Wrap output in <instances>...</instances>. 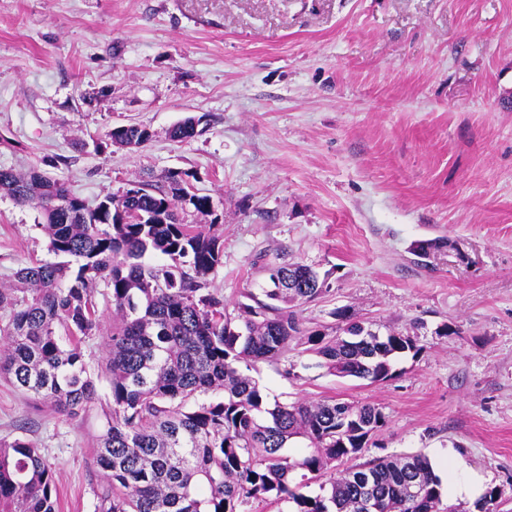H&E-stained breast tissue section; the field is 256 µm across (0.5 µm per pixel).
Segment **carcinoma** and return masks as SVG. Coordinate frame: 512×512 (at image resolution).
Returning <instances> with one entry per match:
<instances>
[{"label": "carcinoma", "instance_id": "carcinoma-1", "mask_svg": "<svg viewBox=\"0 0 512 512\" xmlns=\"http://www.w3.org/2000/svg\"><path fill=\"white\" fill-rule=\"evenodd\" d=\"M199 123L188 117L171 136L192 138ZM149 139L143 126H116L105 147L131 150ZM190 177L167 170L90 205L37 169L0 168V190L41 214L51 255L20 266L14 287L0 289V310L9 312L0 374L68 416L86 410L96 387L84 345L101 332L97 295L108 289L112 417L95 449L107 481L96 512H241L267 498L293 504L292 512H363L368 496L378 512H440L443 483L421 453L354 465L315 496L290 488L298 471L316 476L362 454L386 417L370 404L334 400L271 406L240 365L276 361L302 336L318 366L376 383L422 346L408 333L376 335L347 309L331 312L333 333L306 330L296 303L329 291L332 272L299 262L269 267L263 298L228 315L208 282L223 262L221 236L215 225L189 220L211 215L213 201L189 192ZM151 253L167 262L145 263ZM294 438L308 441L297 458L284 452ZM54 495V471L38 444L0 439V512H55Z\"/></svg>", "mask_w": 512, "mask_h": 512}]
</instances>
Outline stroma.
I'll use <instances>...</instances> for the list:
<instances>
[{
    "mask_svg": "<svg viewBox=\"0 0 512 512\" xmlns=\"http://www.w3.org/2000/svg\"><path fill=\"white\" fill-rule=\"evenodd\" d=\"M197 135L172 140L186 117ZM151 138L100 152L115 126ZM0 167H35L96 204L146 171L191 172L224 260L230 314L266 266L330 272L303 305L329 331L347 306L422 352L382 383L342 379L290 343L251 377L283 404L369 403L365 458L427 455L444 486L512 512V0H0ZM39 212L0 191V288L48 258ZM433 248L415 263L412 247ZM97 396L67 417L0 377V438L37 442L56 512H95V435L112 413L104 338L85 345Z\"/></svg>",
    "mask_w": 512,
    "mask_h": 512,
    "instance_id": "35a3bbf8",
    "label": "stroma"
}]
</instances>
